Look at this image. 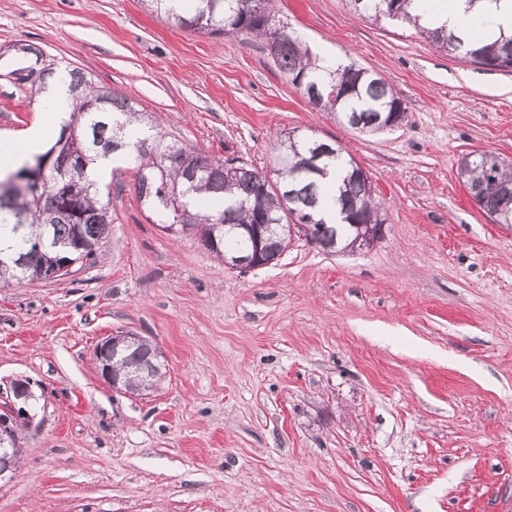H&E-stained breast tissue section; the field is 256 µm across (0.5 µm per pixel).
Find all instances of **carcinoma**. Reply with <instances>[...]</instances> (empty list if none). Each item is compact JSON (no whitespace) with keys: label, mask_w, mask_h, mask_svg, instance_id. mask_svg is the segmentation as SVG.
<instances>
[{"label":"carcinoma","mask_w":512,"mask_h":512,"mask_svg":"<svg viewBox=\"0 0 512 512\" xmlns=\"http://www.w3.org/2000/svg\"><path fill=\"white\" fill-rule=\"evenodd\" d=\"M156 14L178 26L207 35L224 34L247 39L260 37L275 42L272 59L313 107L334 112L352 129L375 132L387 124L394 107L402 106L390 84L349 62L321 78L316 55L299 31L279 28L274 0H148ZM356 13L374 19L401 22L426 36L439 49L459 52L479 66L512 69V34L502 33L495 42L472 48L445 28L429 29L411 14L414 0H346ZM70 88L75 107L64 126L71 129L65 143L55 139L58 153L73 157L76 167L59 172L46 170L44 196L35 197L20 187L0 180V234L14 237L15 247L0 248V282L41 275L43 261L66 258L89 260L107 239L112 224L109 204L102 201L97 182L89 178L97 159L110 153L127 154L135 163L136 190L141 205L161 224L177 232L199 234L202 245L219 257L242 254L252 248L248 228L260 214L281 224L266 238L263 250L273 260L283 254L292 239L302 236L327 253L346 250L341 244L354 234L352 224H370L378 239L384 223L372 189L356 176L359 165L341 149L289 133L281 146L286 165L282 180L271 183L258 171L229 166L194 150L170 144L151 134L150 116L126 97L99 86L84 73L71 71ZM339 171L341 186L334 204L341 223L329 224L319 210L329 192L325 179ZM459 175L477 205L495 223L512 226V163L487 153L470 152L460 161ZM224 202L208 211L198 199ZM149 343L132 345L123 354L120 374L139 367Z\"/></svg>","instance_id":"obj_1"}]
</instances>
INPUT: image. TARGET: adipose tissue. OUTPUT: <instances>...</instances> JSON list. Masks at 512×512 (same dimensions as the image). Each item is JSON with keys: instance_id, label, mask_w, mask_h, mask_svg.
<instances>
[{"instance_id": "ef3b65f1", "label": "adipose tissue", "mask_w": 512, "mask_h": 512, "mask_svg": "<svg viewBox=\"0 0 512 512\" xmlns=\"http://www.w3.org/2000/svg\"><path fill=\"white\" fill-rule=\"evenodd\" d=\"M465 8V0H435L434 7L422 14L421 22L430 28L444 26L448 30L460 32L465 42L473 45L493 42L500 30L512 28V0H484L478 14L488 20L489 26L480 36L476 35L472 27H461ZM39 103L47 113L45 126L36 127L21 139L1 138L0 171L18 167L41 152L47 144L49 131L67 120L73 108V99L66 72H56L46 82Z\"/></svg>"}]
</instances>
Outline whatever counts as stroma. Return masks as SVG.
Segmentation results:
<instances>
[{
	"label": "stroma",
	"mask_w": 512,
	"mask_h": 512,
	"mask_svg": "<svg viewBox=\"0 0 512 512\" xmlns=\"http://www.w3.org/2000/svg\"><path fill=\"white\" fill-rule=\"evenodd\" d=\"M277 8L315 50L386 78L402 124L349 129L263 40L199 34L140 0H0V135L43 117L19 67L77 69L167 141L263 174L281 133L339 145L386 218L373 249L300 237L239 272L194 233L162 232L134 170L114 168L95 262L0 283V390L23 378L35 394L0 512H512V227L458 176L469 152L512 161V71L346 0ZM121 329L167 358L141 396L112 391L93 360Z\"/></svg>",
	"instance_id": "stroma-1"
}]
</instances>
